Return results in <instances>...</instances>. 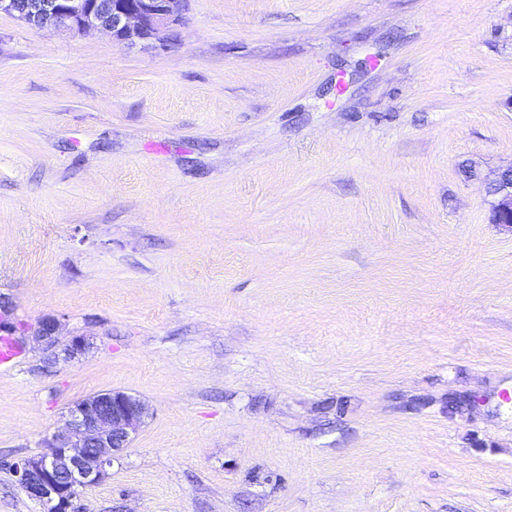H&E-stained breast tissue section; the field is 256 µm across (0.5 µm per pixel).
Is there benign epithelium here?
I'll return each mask as SVG.
<instances>
[{
	"label": "benign epithelium",
	"mask_w": 512,
	"mask_h": 512,
	"mask_svg": "<svg viewBox=\"0 0 512 512\" xmlns=\"http://www.w3.org/2000/svg\"><path fill=\"white\" fill-rule=\"evenodd\" d=\"M183 0H0V14L14 16L30 27L65 29L84 34L104 31L117 43L163 47L170 29L182 21ZM496 189L491 221L512 229V166L490 184ZM59 320L44 318L37 338L48 349L59 344ZM87 343L73 336L65 358L83 354ZM148 414L137 397L122 391L89 396L68 409L64 425L44 441L48 455L28 457L13 468L21 489L43 512H71L72 502L87 487L108 476L115 453L128 447Z\"/></svg>",
	"instance_id": "benign-epithelium-1"
}]
</instances>
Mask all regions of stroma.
<instances>
[{
	"label": "stroma",
	"mask_w": 512,
	"mask_h": 512,
	"mask_svg": "<svg viewBox=\"0 0 512 512\" xmlns=\"http://www.w3.org/2000/svg\"><path fill=\"white\" fill-rule=\"evenodd\" d=\"M181 11L0 15V512L110 390L149 415L75 512H512V0ZM183 0H0V14L30 27L84 34L104 31L117 43L164 47L167 32L182 21ZM492 188L496 192L491 195V221L512 229V166L499 173L490 184L489 191Z\"/></svg>",
	"instance_id": "1"
}]
</instances>
